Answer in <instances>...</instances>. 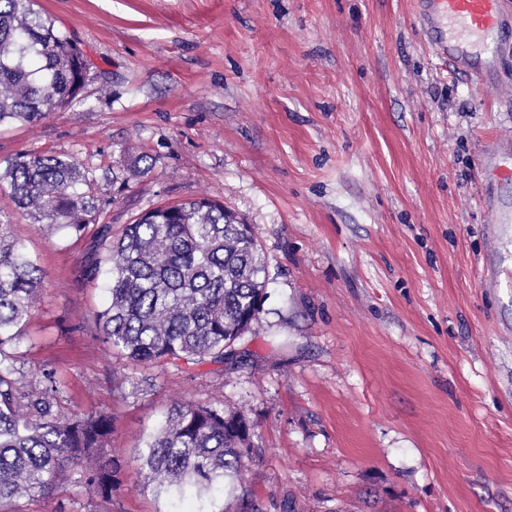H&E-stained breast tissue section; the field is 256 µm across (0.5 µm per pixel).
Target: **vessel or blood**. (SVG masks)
<instances>
[{"instance_id": "vessel-or-blood-1", "label": "vessel or blood", "mask_w": 512, "mask_h": 512, "mask_svg": "<svg viewBox=\"0 0 512 512\" xmlns=\"http://www.w3.org/2000/svg\"><path fill=\"white\" fill-rule=\"evenodd\" d=\"M418 18L429 33L445 24L459 29V37L435 44L455 70L480 80L497 72L499 37L512 27V12L504 8L503 0H432L430 9L419 11Z\"/></svg>"}]
</instances>
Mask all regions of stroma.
Here are the masks:
<instances>
[{
    "mask_svg": "<svg viewBox=\"0 0 512 512\" xmlns=\"http://www.w3.org/2000/svg\"><path fill=\"white\" fill-rule=\"evenodd\" d=\"M97 66L79 97L0 130V161L93 172L102 223L209 197L255 227L269 296L235 364L136 365L93 326L97 236L47 237L20 346L65 418L111 414L110 500L65 474L20 512H196L143 490L136 450L173 405L243 411L258 512H512V29L494 78L439 55L416 0H37ZM108 94H100L101 83ZM145 176L121 185L131 157Z\"/></svg>",
    "mask_w": 512,
    "mask_h": 512,
    "instance_id": "stroma-1",
    "label": "stroma"
}]
</instances>
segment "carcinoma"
Here are the masks:
<instances>
[{"label":"carcinoma","mask_w":512,"mask_h":512,"mask_svg":"<svg viewBox=\"0 0 512 512\" xmlns=\"http://www.w3.org/2000/svg\"><path fill=\"white\" fill-rule=\"evenodd\" d=\"M35 0H0V128L34 125L79 94L92 62ZM48 236H81L99 223L94 179L73 158L26 153L0 164V187ZM0 213V512L47 497L67 471L89 495L112 498L121 470L109 446L112 416L63 419L60 381L30 378L20 343L41 298L42 269ZM109 298L93 313L112 349L141 365L235 358L232 347L263 310L267 271L254 227L224 204L199 198L155 208L97 231ZM250 425L216 403H182L148 436L138 460L158 496L213 499L233 491L250 459Z\"/></svg>","instance_id":"1"}]
</instances>
